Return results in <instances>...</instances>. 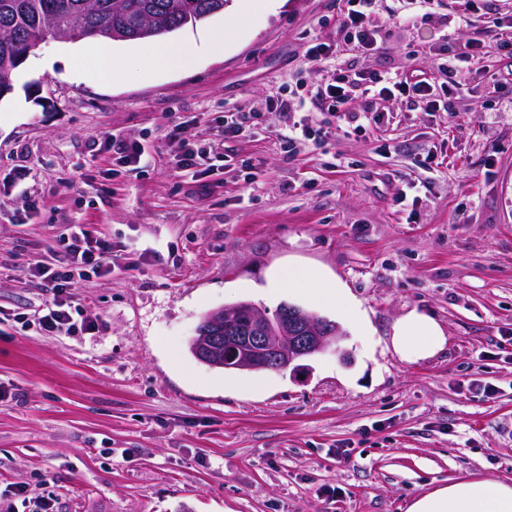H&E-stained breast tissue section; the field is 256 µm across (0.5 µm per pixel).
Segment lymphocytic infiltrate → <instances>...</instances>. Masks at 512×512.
I'll return each instance as SVG.
<instances>
[{
    "label": "lymphocytic infiltrate",
    "instance_id": "lymphocytic-infiltrate-1",
    "mask_svg": "<svg viewBox=\"0 0 512 512\" xmlns=\"http://www.w3.org/2000/svg\"><path fill=\"white\" fill-rule=\"evenodd\" d=\"M343 2L335 42H318L306 51L307 60L327 74L326 81L311 98L315 111L329 114L340 121L357 122L359 113L345 108L349 92L355 87L363 88L365 93L384 101L412 94L425 101L427 109L433 111L438 103L437 77L446 75L449 67L467 68L478 62L480 44L473 39L465 44L463 51L453 53L451 62L434 59V75L430 78L410 72L393 76L387 72L359 73L337 68L334 60L341 48L371 50L379 38L378 30L370 24L368 13L374 0ZM58 246L65 256L63 263L39 265L29 271L33 281L52 294L51 300L37 317L36 324L41 332L51 336H75L91 332V325L72 304V290L90 277L111 272L115 246L109 239L92 236L80 224L70 225L67 233L60 236Z\"/></svg>",
    "mask_w": 512,
    "mask_h": 512
}]
</instances>
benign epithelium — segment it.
Instances as JSON below:
<instances>
[{
	"instance_id": "1",
	"label": "benign epithelium",
	"mask_w": 512,
	"mask_h": 512,
	"mask_svg": "<svg viewBox=\"0 0 512 512\" xmlns=\"http://www.w3.org/2000/svg\"><path fill=\"white\" fill-rule=\"evenodd\" d=\"M342 336L338 323L301 307L288 304L271 314L248 304L212 311L193 341L198 358L213 367L224 361L238 369H275L323 353Z\"/></svg>"
}]
</instances>
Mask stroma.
I'll list each match as a JSON object with an SVG mask.
<instances>
[{"label":"stroma","mask_w":512,"mask_h":512,"mask_svg":"<svg viewBox=\"0 0 512 512\" xmlns=\"http://www.w3.org/2000/svg\"><path fill=\"white\" fill-rule=\"evenodd\" d=\"M342 5L229 0L210 19L223 54L187 72L147 75L135 41L114 43L107 85L71 70L64 41L20 66L0 100V512H17V484L53 493L57 512H406L453 479L512 482V59L500 29L459 20L510 18L512 0H442L418 29L377 0V48L337 66L424 71L475 35L477 69L449 72L446 109L401 97L363 129L288 146L287 122L325 116L266 100L321 84L306 51L335 39ZM240 106L256 109L255 132L225 141L217 119ZM115 137L150 167L122 163ZM204 143L234 166L180 175L181 147ZM242 159L261 163L258 186ZM70 224L118 252L73 291L96 333L45 336L21 324L50 298L28 269L62 261L52 246ZM288 266L342 283L366 326L270 296L269 273ZM241 301L294 304L345 335L295 370L199 362L201 316ZM413 309L447 336L418 363L389 347Z\"/></svg>","instance_id":"1"}]
</instances>
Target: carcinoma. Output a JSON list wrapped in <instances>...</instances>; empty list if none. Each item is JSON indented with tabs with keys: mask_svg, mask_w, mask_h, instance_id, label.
<instances>
[{
	"mask_svg": "<svg viewBox=\"0 0 512 512\" xmlns=\"http://www.w3.org/2000/svg\"><path fill=\"white\" fill-rule=\"evenodd\" d=\"M227 0H0V86L14 83L19 66L51 35L50 27L83 31L70 40L121 42L174 32L224 12Z\"/></svg>",
	"mask_w": 512,
	"mask_h": 512,
	"instance_id": "1",
	"label": "carcinoma"
}]
</instances>
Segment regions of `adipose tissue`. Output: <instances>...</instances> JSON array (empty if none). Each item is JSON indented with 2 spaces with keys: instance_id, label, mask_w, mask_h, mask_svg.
<instances>
[{
  "instance_id": "obj_1",
  "label": "adipose tissue",
  "mask_w": 512,
  "mask_h": 512,
  "mask_svg": "<svg viewBox=\"0 0 512 512\" xmlns=\"http://www.w3.org/2000/svg\"><path fill=\"white\" fill-rule=\"evenodd\" d=\"M223 50L224 30L218 27L207 31L201 48L151 41L140 48L139 54L149 72L162 73L194 69L203 54ZM314 282L313 276L288 268L274 271L268 279V287L274 291L289 288L301 295L332 299L353 318H360V311L348 301L347 290L340 283L318 288ZM446 341L443 327L429 315L414 309L393 324L390 346L401 360L417 363L442 351ZM407 512H512V483L482 478L453 480L415 496Z\"/></svg>"
}]
</instances>
